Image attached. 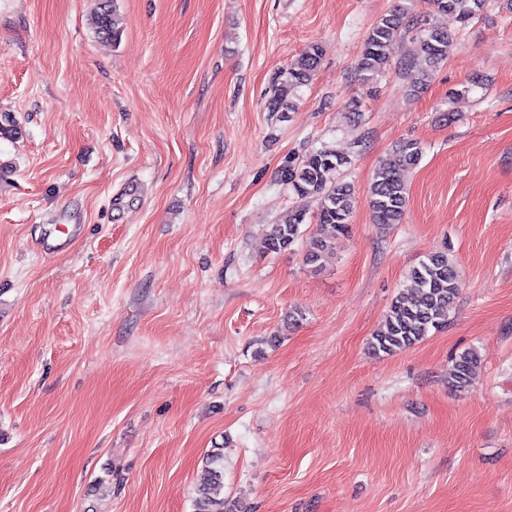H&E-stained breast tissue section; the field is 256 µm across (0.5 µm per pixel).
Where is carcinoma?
<instances>
[{"label":"carcinoma","mask_w":512,"mask_h":512,"mask_svg":"<svg viewBox=\"0 0 512 512\" xmlns=\"http://www.w3.org/2000/svg\"><path fill=\"white\" fill-rule=\"evenodd\" d=\"M485 0H434L441 14H454L467 25L481 11ZM98 35L115 38L119 35L113 0H98L95 16ZM409 27L407 13L395 8L381 16L365 37L364 51L357 72L368 81L389 65L397 37ZM448 30L436 23H427L419 37L417 56L403 63L410 90L419 93L429 85L436 67L448 58ZM322 48L309 45L279 75L270 89L267 110L286 114L295 105V90L306 84L316 71ZM422 149L415 140L398 143L389 157L374 173L367 193V205L375 224H400L407 206V188L402 172L419 163ZM349 163L348 156L330 148H322L302 158L288 160L279 170L280 182L302 200L313 199L318 208L315 221L324 230L320 239H312L305 253V264L318 268L331 255V239L345 231L357 203L353 185L341 179V171ZM307 209L295 210L286 224L268 225L266 241L271 252L290 248L301 236ZM411 286L392 301L382 327L370 342L373 355H394L424 340L431 330L440 328L459 293L460 280L455 262L445 251L428 255L427 260L409 273ZM482 355L467 349L458 355L448 378L451 389L464 392L473 382ZM208 478L195 489V512H233L224 499V455L206 457Z\"/></svg>","instance_id":"1"}]
</instances>
